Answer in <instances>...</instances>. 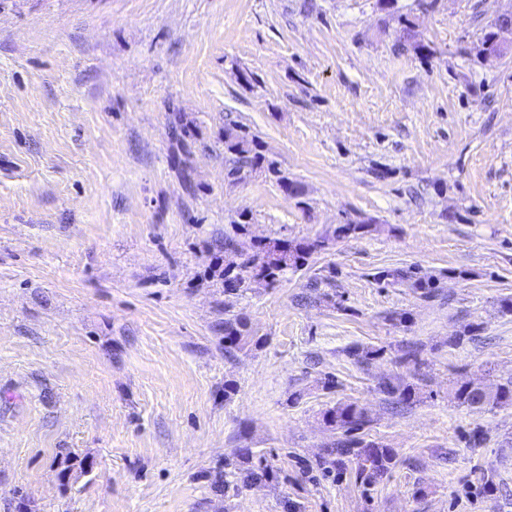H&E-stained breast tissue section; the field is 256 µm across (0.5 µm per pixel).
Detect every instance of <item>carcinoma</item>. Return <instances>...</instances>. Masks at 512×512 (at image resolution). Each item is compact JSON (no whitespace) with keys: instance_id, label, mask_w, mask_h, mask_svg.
Masks as SVG:
<instances>
[{"instance_id":"cac0c4a2","label":"carcinoma","mask_w":512,"mask_h":512,"mask_svg":"<svg viewBox=\"0 0 512 512\" xmlns=\"http://www.w3.org/2000/svg\"><path fill=\"white\" fill-rule=\"evenodd\" d=\"M404 43L401 47L409 46L415 53H422L427 47L413 40L412 22L406 16H399ZM512 28V16H500L485 32L477 54L485 61H491L503 56L508 48L498 39V31ZM224 148L233 156V167L228 175L235 176L242 172H253L263 168L274 171L273 163L269 162L261 152V144L255 135L244 129H224ZM324 242L295 243L292 241H276L264 243L255 241L249 245L252 259L246 266L245 272L233 274L224 272V292L235 295L247 287V280L260 277L272 285L288 270H300L307 265L310 255ZM373 279L387 285L405 286L424 294L437 288L438 278L423 274L415 267L394 268L380 271ZM246 337V323L238 318L224 319V348L229 350L241 346ZM381 390L400 402H409L415 397L414 388L403 385L392 379L380 383ZM454 401L474 410H492L512 406V379L487 386L473 382L457 384L452 389ZM325 424L339 432L332 446L327 449V456L322 459V470L331 472L342 468L345 461H353L357 465L359 475L370 480L388 471L393 463V449L359 435V431L368 425L366 411L355 403H339L325 411Z\"/></svg>"}]
</instances>
